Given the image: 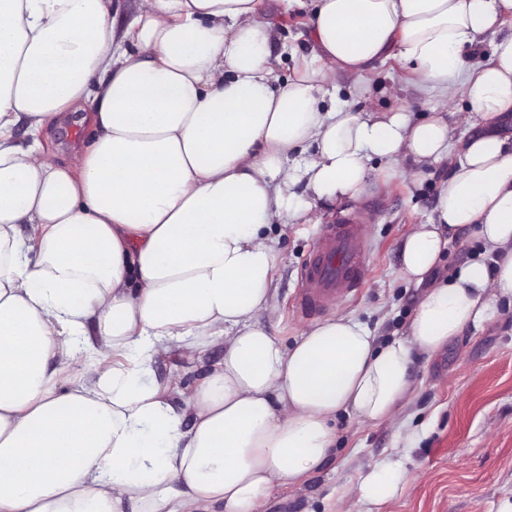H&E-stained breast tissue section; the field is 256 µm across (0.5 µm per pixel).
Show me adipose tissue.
Wrapping results in <instances>:
<instances>
[{
    "instance_id": "1",
    "label": "adipose tissue",
    "mask_w": 512,
    "mask_h": 512,
    "mask_svg": "<svg viewBox=\"0 0 512 512\" xmlns=\"http://www.w3.org/2000/svg\"><path fill=\"white\" fill-rule=\"evenodd\" d=\"M291 2L311 50L285 79L262 0H140L121 30L123 0H0V512H260L323 468L339 415L413 447L415 362L512 307V0ZM389 59L429 112L339 101L338 74L363 97ZM78 111L71 167L41 135ZM433 172L400 248L423 290L400 336L338 312L287 347L259 324L289 225ZM455 241L481 250L434 279ZM179 351L200 365L185 387L154 372ZM406 482L389 457L356 494Z\"/></svg>"
}]
</instances>
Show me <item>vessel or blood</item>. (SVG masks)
<instances>
[{
    "label": "vessel or blood",
    "instance_id": "1",
    "mask_svg": "<svg viewBox=\"0 0 512 512\" xmlns=\"http://www.w3.org/2000/svg\"><path fill=\"white\" fill-rule=\"evenodd\" d=\"M366 252L365 227L351 216L345 215L336 223L324 225L303 271L304 286L297 302L301 313L315 315L360 288Z\"/></svg>",
    "mask_w": 512,
    "mask_h": 512
}]
</instances>
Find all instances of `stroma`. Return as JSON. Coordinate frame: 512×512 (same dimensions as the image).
<instances>
[{
    "label": "stroma",
    "mask_w": 512,
    "mask_h": 512,
    "mask_svg": "<svg viewBox=\"0 0 512 512\" xmlns=\"http://www.w3.org/2000/svg\"><path fill=\"white\" fill-rule=\"evenodd\" d=\"M274 22L273 57L281 75H291V58L309 52L303 9L269 5ZM367 105L376 112L399 107L422 111L423 96L412 75L394 60L373 66ZM438 176L414 183L402 178H373L358 198L320 210L314 223L295 224L281 242L284 260L274 281L280 320L261 324L291 343L307 326L296 307L301 273L321 225L356 212L369 236L368 266L359 291L332 309L356 316L377 331L378 342L401 334L420 291L398 277L399 244L414 225L425 223L434 204ZM415 397L406 408L421 435L410 449L408 482L394 499L372 512H512V308L484 331L451 343L414 371ZM335 457L300 487L274 489L262 512H336L335 497L355 488L367 465L393 451L395 430L387 425L359 426L348 417L338 422Z\"/></svg>",
    "instance_id": "obj_1"
}]
</instances>
